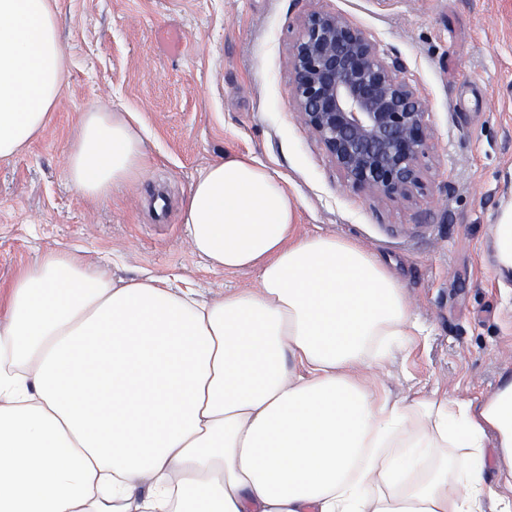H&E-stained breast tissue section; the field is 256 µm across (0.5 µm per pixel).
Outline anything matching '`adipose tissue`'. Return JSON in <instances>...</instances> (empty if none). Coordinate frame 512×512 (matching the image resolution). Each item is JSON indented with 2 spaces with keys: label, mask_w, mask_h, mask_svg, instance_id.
Instances as JSON below:
<instances>
[{
  "label": "adipose tissue",
  "mask_w": 512,
  "mask_h": 512,
  "mask_svg": "<svg viewBox=\"0 0 512 512\" xmlns=\"http://www.w3.org/2000/svg\"><path fill=\"white\" fill-rule=\"evenodd\" d=\"M52 0H0V159L61 97ZM126 118L89 112L66 175L106 196L146 168ZM280 177L228 153L181 208L193 249L254 290L125 284L47 254L0 310V512H512V373L482 399L413 400L361 373L421 328L376 256L299 234ZM512 278V203L492 235ZM496 472L487 485V469Z\"/></svg>",
  "instance_id": "obj_1"
}]
</instances>
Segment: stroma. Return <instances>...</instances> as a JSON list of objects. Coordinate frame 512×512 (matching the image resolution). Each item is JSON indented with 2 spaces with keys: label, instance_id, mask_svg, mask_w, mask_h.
<instances>
[{
  "label": "stroma",
  "instance_id": "1",
  "mask_svg": "<svg viewBox=\"0 0 512 512\" xmlns=\"http://www.w3.org/2000/svg\"><path fill=\"white\" fill-rule=\"evenodd\" d=\"M65 82L42 134L0 161V303L51 252L113 281L178 277L200 299L253 288L254 271L212 267L180 209L209 164L235 152L274 170L298 230L355 241L396 271L423 329L371 367L398 398L466 400L512 372V283L490 236L512 201V0H54ZM331 11L404 67L433 130L421 190L378 198L352 185L301 123L288 53L305 17ZM123 113L149 148L142 175L100 200L66 166L84 113Z\"/></svg>",
  "mask_w": 512,
  "mask_h": 512
}]
</instances>
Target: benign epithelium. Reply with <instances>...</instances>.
<instances>
[{"mask_svg":"<svg viewBox=\"0 0 512 512\" xmlns=\"http://www.w3.org/2000/svg\"><path fill=\"white\" fill-rule=\"evenodd\" d=\"M288 66L300 121L355 186L385 198L422 187L428 112L400 65L388 63L373 40L334 12H313Z\"/></svg>","mask_w":512,"mask_h":512,"instance_id":"obj_1","label":"benign epithelium"}]
</instances>
